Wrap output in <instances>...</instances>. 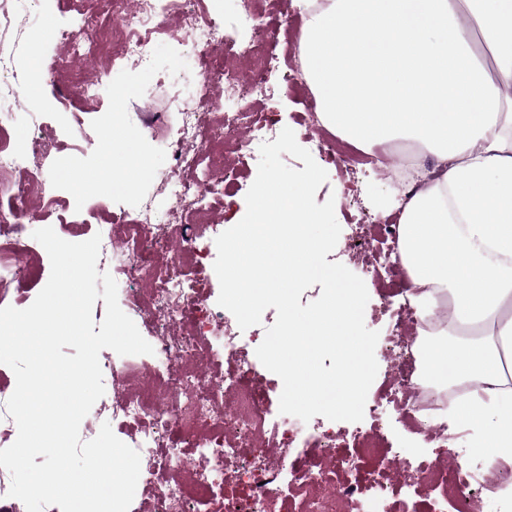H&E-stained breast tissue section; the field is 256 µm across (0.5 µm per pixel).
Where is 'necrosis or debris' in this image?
<instances>
[{"instance_id":"1","label":"necrosis or debris","mask_w":512,"mask_h":512,"mask_svg":"<svg viewBox=\"0 0 512 512\" xmlns=\"http://www.w3.org/2000/svg\"><path fill=\"white\" fill-rule=\"evenodd\" d=\"M272 7L273 0H240L237 28L262 34L240 51L247 67L228 62L205 67L195 93L177 104L179 121L168 143L174 165L167 178V230L157 229L149 201L100 227V253L110 258L108 271L116 282L150 284L149 303L130 293L122 304L126 314L139 319L150 333L153 357L164 367L163 374L138 394L113 402L105 413L112 420L141 426L130 445L140 455L141 481L153 495L152 512H187L211 501L219 503L218 512H369V502L385 503L397 492L411 501L432 498V512L478 506L481 494L494 493L497 482L512 481L511 465L493 460L487 450L481 453V463L473 464L466 449L445 468L430 457L404 462L391 455L377 429L378 422L394 413L426 443L443 448L454 440V432L439 420L455 401L466 398L469 389L431 386L415 358L423 332L447 320V306L422 318L412 304L416 290L410 279L384 289V301L396 317L393 339L405 351L396 359L383 401L373 405V427L354 432L358 452L349 460L336 454L334 428L271 411L265 395L254 386L262 368L255 349L265 328L246 336L231 312L203 315L207 297L182 273L203 252L214 195L233 189L239 165L278 134L271 113L264 111H224L207 120L213 100L267 99L274 93L266 79L271 69L284 65L293 73L301 71L298 54L282 47L279 31L267 25ZM106 15L115 44L112 66L99 70L94 80L73 84L70 95L61 100L63 106L95 97L98 82L110 69L147 68L159 40L192 46L205 56L227 39L224 25L208 13L204 0H134L130 8L125 0H108ZM299 122L308 141L339 168L350 173L368 165L393 179L401 192L416 191L413 150L359 153L342 140L329 138L317 114L301 113ZM52 148L51 141L36 138L19 144L0 125V284L14 286L19 293L40 273L37 246L24 238L28 198L39 195L42 217L68 208L48 184L28 177L36 161ZM203 151L221 158L219 176H197ZM215 339L222 343L221 356L235 360V371L222 376L214 371L217 355L208 344ZM187 447L207 465L184 478L180 472ZM228 463L235 465L246 484L245 497L223 494ZM355 463L366 468L365 481L349 479ZM390 470L403 471V479H386Z\"/></svg>"}]
</instances>
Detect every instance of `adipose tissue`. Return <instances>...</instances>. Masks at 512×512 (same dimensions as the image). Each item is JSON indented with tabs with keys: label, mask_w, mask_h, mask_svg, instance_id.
Wrapping results in <instances>:
<instances>
[{
	"label": "adipose tissue",
	"mask_w": 512,
	"mask_h": 512,
	"mask_svg": "<svg viewBox=\"0 0 512 512\" xmlns=\"http://www.w3.org/2000/svg\"><path fill=\"white\" fill-rule=\"evenodd\" d=\"M305 78L324 125L370 151L435 157L402 204L401 259L418 316L448 299L482 336L427 346L444 383H478L449 426L512 464V0H298Z\"/></svg>",
	"instance_id": "adipose-tissue-1"
}]
</instances>
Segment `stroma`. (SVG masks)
Instances as JSON below:
<instances>
[{"mask_svg":"<svg viewBox=\"0 0 512 512\" xmlns=\"http://www.w3.org/2000/svg\"><path fill=\"white\" fill-rule=\"evenodd\" d=\"M20 7L27 28L38 34V41L18 39L9 33L0 36V43L13 50V80L19 94L28 95L29 101L23 107L0 104V123L15 139L22 141L39 135L57 145L56 151L38 162L36 169L68 197L70 207L63 217H49L48 225L62 239L82 242L93 237L99 225L135 209L142 200L152 199L158 211H165L164 179L172 158L162 133L177 119L167 105V95L173 90L185 96L194 93L198 74L205 65L198 51L157 42L150 71L114 70L93 100L76 109H62L58 106L60 96L66 94L72 83L92 78L96 66L58 44L59 26L73 18L72 13L61 11L58 0H21ZM286 78L287 72L282 68L268 74L269 84L276 86L278 92L264 100L263 107L276 113L280 126L293 128L299 136L303 130L298 127L296 116L311 107L312 96L288 91ZM136 156L144 158L148 166L132 182H125L126 166ZM313 158L328 174L315 200L320 204L334 200L336 219L341 226L338 243L327 259L362 276L369 294L365 324L381 335L375 350L378 373L369 389L374 396L391 378L384 354L385 338L393 322L382 307L376 280L365 272L371 252L378 249L377 243H370V252L365 256L354 253L353 246L367 224L384 216L387 204L399 198L400 193L392 180L378 175L372 167L365 166L348 175L321 152H314ZM257 168V160H249L241 169L238 188L215 204L222 229L238 223L241 204L256 178ZM74 174L82 179V187H74L70 180ZM471 435V430H462L455 447L438 449L408 431L396 415H389L384 421L387 447L409 458L451 457L455 448L467 447Z\"/></svg>","mask_w":512,"mask_h":512,"instance_id":"35a3bbf8","label":"stroma"}]
</instances>
